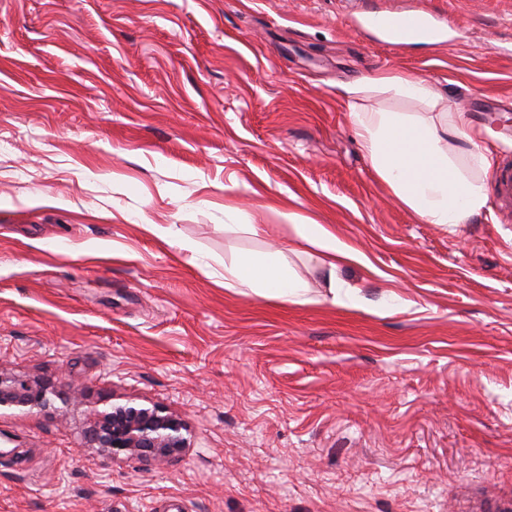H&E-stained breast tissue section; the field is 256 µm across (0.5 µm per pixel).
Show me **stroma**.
<instances>
[{
    "mask_svg": "<svg viewBox=\"0 0 512 512\" xmlns=\"http://www.w3.org/2000/svg\"><path fill=\"white\" fill-rule=\"evenodd\" d=\"M409 9L444 42L360 25ZM392 73L464 114L491 183L512 0H0V371L59 396L0 411V512H512V213L428 224L392 196L353 124L426 111L367 83ZM291 214L357 253L344 303ZM271 246L309 302L224 287ZM128 401L189 448L86 447L90 408Z\"/></svg>",
    "mask_w": 512,
    "mask_h": 512,
    "instance_id": "stroma-1",
    "label": "stroma"
}]
</instances>
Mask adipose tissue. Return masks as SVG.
<instances>
[{
	"label": "adipose tissue",
	"mask_w": 512,
	"mask_h": 512,
	"mask_svg": "<svg viewBox=\"0 0 512 512\" xmlns=\"http://www.w3.org/2000/svg\"><path fill=\"white\" fill-rule=\"evenodd\" d=\"M355 134L375 174L405 207L430 224L467 223L487 202L478 172L486 163L470 142L459 112H357ZM296 238L319 255L329 270L327 300L337 298L342 284L335 277L339 263L355 254L324 225L297 214L289 215ZM224 285L283 302L302 303L308 284L292 268L282 250L246 252L224 268Z\"/></svg>",
	"instance_id": "obj_1"
}]
</instances>
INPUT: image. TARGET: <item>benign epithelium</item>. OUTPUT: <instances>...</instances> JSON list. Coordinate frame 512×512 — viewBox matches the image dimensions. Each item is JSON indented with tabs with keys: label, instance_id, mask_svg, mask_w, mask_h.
<instances>
[{
	"label": "benign epithelium",
	"instance_id": "obj_1",
	"mask_svg": "<svg viewBox=\"0 0 512 512\" xmlns=\"http://www.w3.org/2000/svg\"><path fill=\"white\" fill-rule=\"evenodd\" d=\"M54 406L48 387L24 376L0 372V410L21 412ZM92 425L86 432L87 447L111 457L143 461L179 456L189 447L184 421L164 408L131 402L114 403L91 411Z\"/></svg>",
	"mask_w": 512,
	"mask_h": 512
}]
</instances>
